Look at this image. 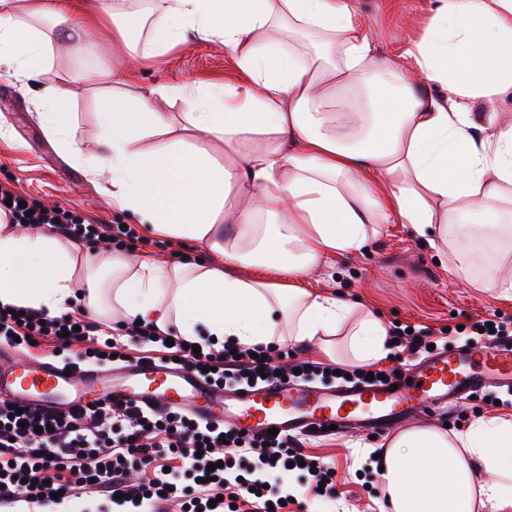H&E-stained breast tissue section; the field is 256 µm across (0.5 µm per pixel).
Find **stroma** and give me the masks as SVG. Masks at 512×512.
Wrapping results in <instances>:
<instances>
[{
	"label": "stroma",
	"mask_w": 512,
	"mask_h": 512,
	"mask_svg": "<svg viewBox=\"0 0 512 512\" xmlns=\"http://www.w3.org/2000/svg\"><path fill=\"white\" fill-rule=\"evenodd\" d=\"M378 40V55L385 58L418 35L429 0H359ZM130 56L112 49V18H94L83 54H74L66 35H55L48 67L42 81L56 80L61 73L80 70L92 73L101 67L127 69ZM240 74L232 55L217 42L194 39L153 61L138 74L141 83L156 86L180 82L233 84ZM100 103L94 91L79 92L74 99L72 136L84 148L95 146ZM0 115L9 131L0 137V186L41 205H61L89 224H129L132 216L112 204V187L92 176L86 165L75 160L50 139L36 116L31 94L0 69ZM483 260L473 266L464 281L448 269L425 238L409 225L385 224L367 252L339 256L321 265L304 283L305 288L330 295L375 312L386 325H412L434 330L447 329L448 345L463 342L473 334L474 322L492 315L512 318V298L479 288L488 265L503 254L499 245L482 247ZM499 391L487 387L446 409L427 411L406 419L409 427H469L477 418L511 415L512 405L495 404ZM386 435L370 437L362 432L304 437L309 455L329 462L336 499L322 503L323 512H380L385 501L381 483L367 446L389 443Z\"/></svg>",
	"instance_id": "stroma-1"
}]
</instances>
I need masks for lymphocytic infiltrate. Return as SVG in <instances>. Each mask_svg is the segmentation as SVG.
Returning a JSON list of instances; mask_svg holds the SVG:
<instances>
[{
	"label": "lymphocytic infiltrate",
	"mask_w": 512,
	"mask_h": 512,
	"mask_svg": "<svg viewBox=\"0 0 512 512\" xmlns=\"http://www.w3.org/2000/svg\"><path fill=\"white\" fill-rule=\"evenodd\" d=\"M0 220L60 233L89 250L105 236L116 250L139 241L134 228L84 224L68 209L25 203L1 187ZM122 329L123 338H110L78 309L51 316L0 304V341L26 349L44 344L56 354L80 343L96 361L176 359L219 387L277 378V365L260 345L207 341L196 351L152 322L130 321ZM298 460L311 499L333 497L329 464L306 455L295 439L251 438L183 411L109 406L61 416L0 400L1 502L21 497L45 506L58 492L69 499L101 490L124 512H283L279 490L289 462Z\"/></svg>",
	"instance_id": "obj_1"
}]
</instances>
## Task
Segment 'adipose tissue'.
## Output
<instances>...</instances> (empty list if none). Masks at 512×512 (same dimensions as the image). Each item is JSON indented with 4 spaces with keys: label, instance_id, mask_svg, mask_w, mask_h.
Returning <instances> with one entry per match:
<instances>
[{
    "label": "adipose tissue",
    "instance_id": "obj_1",
    "mask_svg": "<svg viewBox=\"0 0 512 512\" xmlns=\"http://www.w3.org/2000/svg\"><path fill=\"white\" fill-rule=\"evenodd\" d=\"M112 38L144 63L188 36L220 41L235 84H138L100 69L112 93L98 113L106 152L91 173L147 233L196 242V263L132 255L106 260L111 279L78 275L76 248L45 232L0 224V302L54 315L84 295L88 317L111 291L128 319L197 339L272 346L285 341L345 362L386 358L388 329L372 312L302 288L331 257L368 247L382 224H407L468 279L477 242L512 239V0H430L418 37L378 59L358 0H151L150 48L130 33L126 0H95ZM85 0H0V65L20 81L45 68L51 40L34 22L85 49ZM80 82L68 72L34 91L48 135L65 141ZM182 100L176 136L160 101ZM490 107L475 123V102ZM170 137L167 148L148 141ZM223 143L228 160L213 147ZM252 268L241 276L239 268ZM261 268L286 274L281 284ZM390 512H512V417L462 433L401 431L379 459ZM492 474L487 483L478 472Z\"/></svg>",
    "mask_w": 512,
    "mask_h": 512
}]
</instances>
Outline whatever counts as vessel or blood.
I'll use <instances>...</instances> for the list:
<instances>
[{"mask_svg": "<svg viewBox=\"0 0 512 512\" xmlns=\"http://www.w3.org/2000/svg\"><path fill=\"white\" fill-rule=\"evenodd\" d=\"M512 387V346L441 350L403 370L395 385L322 389L282 382L217 391L189 369L165 362H132L101 371L81 363L34 360L0 343V398L60 413L95 404L189 406L199 418L252 434L318 433L337 425L383 433L400 419L483 389Z\"/></svg>", "mask_w": 512, "mask_h": 512, "instance_id": "b4317fda", "label": "vessel or blood"}]
</instances>
